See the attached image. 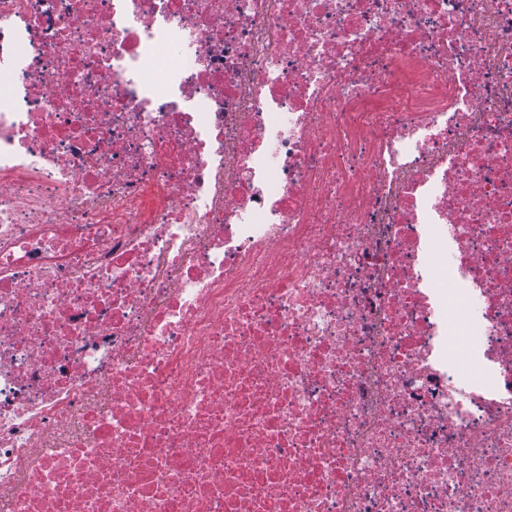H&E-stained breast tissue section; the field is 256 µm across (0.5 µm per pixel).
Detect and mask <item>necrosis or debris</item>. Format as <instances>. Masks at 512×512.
Returning <instances> with one entry per match:
<instances>
[{"mask_svg": "<svg viewBox=\"0 0 512 512\" xmlns=\"http://www.w3.org/2000/svg\"><path fill=\"white\" fill-rule=\"evenodd\" d=\"M0 512H512V0H0Z\"/></svg>", "mask_w": 512, "mask_h": 512, "instance_id": "obj_1", "label": "necrosis or debris"}]
</instances>
